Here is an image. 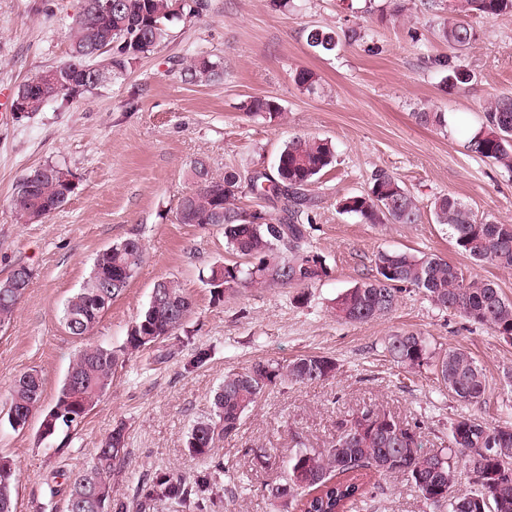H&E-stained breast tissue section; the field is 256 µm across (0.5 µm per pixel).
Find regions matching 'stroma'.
Listing matches in <instances>:
<instances>
[{"label": "stroma", "instance_id": "obj_1", "mask_svg": "<svg viewBox=\"0 0 512 512\" xmlns=\"http://www.w3.org/2000/svg\"><path fill=\"white\" fill-rule=\"evenodd\" d=\"M202 12H181L168 41L128 64L123 75L80 98L58 97L40 112L0 119V280L24 265L33 277L11 322L0 328V455L20 468L16 512H64L68 476L91 461L102 439L123 427L126 455L112 473V500L130 512H177L151 494L157 475L198 481L202 467L185 446L191 423L208 415L226 374L258 362L320 355L337 363L334 378L313 384L281 382L248 413L238 436L214 450L220 479L201 492L206 512H274L268 492L299 446H327L341 419L366 408L391 412L418 426L425 449L448 444V428L472 414L512 425V342L459 314L442 312L414 290L402 292L382 319L338 320V295L376 272L381 251L435 254L465 275L494 280L512 298V271L476 265L447 228L424 216L419 224H364L339 212V200L365 191L379 169L396 176L420 202L451 194L477 214L512 224V178L466 152L485 104L512 92V15L473 19L478 39L452 56L471 80L448 89L434 58L449 55L436 31L439 17L415 0L397 17L380 13L386 0H206ZM81 0H0V90L15 93L35 71L64 61L68 27ZM357 30L359 39L322 55L306 42L311 27ZM206 53L224 66L216 84L191 83L187 58ZM307 68L321 78L311 94L295 82ZM253 96L275 100L279 119L245 116ZM446 113L443 131L418 125L420 109ZM294 136L331 140L336 159L306 193L314 203L309 242L328 268L313 287L241 288L213 301L205 284L213 264L227 261L216 224H181L176 213L190 188L187 165L203 156L227 167L273 171ZM67 168L75 190L61 211L21 224L12 206L28 168ZM140 239L145 262L104 312L87 339L68 334L57 319L62 302L80 288L96 255L113 243ZM178 281L195 309L174 335L120 358L112 385L97 407L69 432L39 435L41 415L13 430L3 410L22 373L44 379L51 407L83 343L120 349L148 304L154 283ZM417 331L439 349L462 348L489 381L474 405L438 388L433 369L409 374L383 349L385 336ZM206 353L197 362L198 353ZM378 512H433L406 475L381 476Z\"/></svg>", "mask_w": 512, "mask_h": 512}]
</instances>
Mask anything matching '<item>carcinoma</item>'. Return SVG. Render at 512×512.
Returning <instances> with one entry per match:
<instances>
[{
  "label": "carcinoma",
  "mask_w": 512,
  "mask_h": 512,
  "mask_svg": "<svg viewBox=\"0 0 512 512\" xmlns=\"http://www.w3.org/2000/svg\"><path fill=\"white\" fill-rule=\"evenodd\" d=\"M430 11L446 17L438 37L452 54L472 46L478 34L469 22L473 17L487 20L512 14V0H423ZM178 15L173 0H82L81 10L70 29L68 58L52 68L40 70L21 83L26 111L33 115L51 100L92 92L123 74L131 60L151 53L169 37L168 23ZM308 44L322 53L336 49L332 32L319 27L309 31ZM435 65L448 70L450 86L469 81V74L450 65L445 56ZM221 64L199 53L184 69L185 80L208 84L221 79ZM303 90L314 93L320 87L318 75L308 69L296 73ZM252 118L273 119L279 106L265 96H252L243 106ZM422 127L441 130L448 125L445 113L422 109L413 113ZM467 152L487 160L512 177V95L495 97L485 107V122L468 137ZM335 147L327 139L295 136L280 150L271 175L262 170L242 172L233 167L218 175L210 162H190L191 188L180 201L176 218L181 224H220L226 248L248 260V265L216 264L207 279L220 281L223 291L211 290L213 300L224 292L250 286L309 288L321 277L309 270L310 263L322 261L308 243L306 225L313 222L302 190L313 184L332 165ZM39 173L33 190L22 195L18 183L13 195L17 218L35 224L48 218L68 202L74 186L61 181L67 172L55 163L30 169ZM256 195L276 207L277 213H247L238 206L245 195ZM438 224L448 226L456 246L481 265L512 270V224H502L477 215L460 199L442 194L426 206L385 170L376 171L367 190L344 198L339 208L360 217L365 224H420L423 208ZM141 240L121 241L99 252L77 292L69 296L58 312V321L70 335L82 339L98 323L103 312L129 285L144 262ZM376 275L357 283L336 298V316L348 323L383 318L397 306L400 293L412 287L441 311L460 314L512 341V300L494 281L464 276L455 264L439 256H416L409 252H380L375 257ZM163 302L147 305L128 331L123 351H140L159 337L176 333L192 313L194 302L176 281L155 284ZM25 289L0 288V323L11 320ZM384 350L397 365L416 371L431 366L440 385L465 404L479 402L488 384L482 366L461 348L438 351L416 331H404L385 338ZM118 360L110 346L86 344L75 356L68 375L81 378L74 390L69 379L58 389L54 405L67 396L82 410L77 417L55 419V427L71 430L89 413L112 385V370ZM336 362L324 356L304 355L286 364L258 362L224 376L215 391L209 414L190 428L186 446L203 464L218 470L214 459L217 442L235 437L243 420L273 385L289 381L308 384L335 375ZM44 381L37 372L14 380L9 409L42 401ZM123 429L112 431L97 448L86 467L70 477L66 512H104L96 494L112 490V466L124 453ZM468 448H490L492 456L475 460ZM391 460L404 473L412 488L427 504L443 512H512V426H492L474 415H461L448 431V447L433 452L422 450L417 432L400 426L388 412L365 409L337 423L336 435L325 448H299L288 457L284 475L270 488L275 500L295 502L298 512H370L376 494L366 489L364 472L388 473L382 461ZM467 475L475 489L464 496L453 494L461 475ZM18 466L0 456V512H15L13 490ZM164 497L180 502L197 494L180 475L160 478Z\"/></svg>",
  "instance_id": "carcinoma-1"
}]
</instances>
